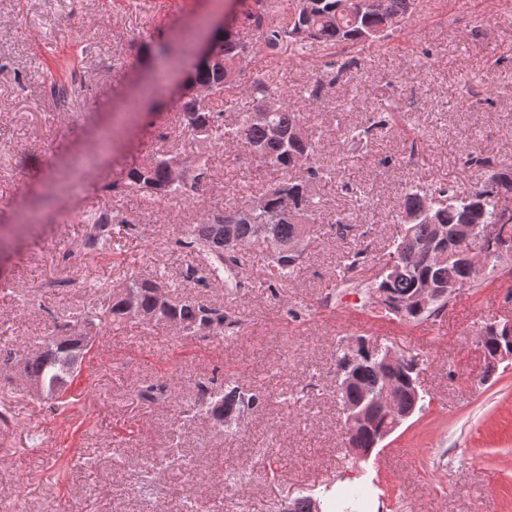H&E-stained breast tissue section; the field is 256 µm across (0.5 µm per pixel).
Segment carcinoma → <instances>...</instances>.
Here are the masks:
<instances>
[{
  "label": "carcinoma",
  "instance_id": "obj_1",
  "mask_svg": "<svg viewBox=\"0 0 512 512\" xmlns=\"http://www.w3.org/2000/svg\"><path fill=\"white\" fill-rule=\"evenodd\" d=\"M256 8L246 14L257 41L270 50L290 46L295 51L313 44L323 47L319 78L307 89L308 100L320 102L325 89L339 77L358 68L359 59L347 57L366 44L385 40L388 30L400 26L415 9V0H382L379 11L359 10L356 0H296L294 12L286 23H275L265 12L263 0H255ZM254 43L229 32L224 34L220 54L210 64L197 63L192 67L191 83L204 85L212 95L228 100L242 86L243 59L252 55ZM246 94L252 102L261 103L269 114L266 125L251 122L250 113L242 112L235 126L224 124V111H213L194 95L182 104L179 127L182 134L194 142L205 144L225 137L244 142L260 165L288 172L304 168L301 180L279 181L264 192L255 195L242 191L238 203L224 210L212 212L210 218L187 227L176 245L197 256L202 267L187 268L185 280L204 282L225 275L238 276L243 265L260 264L263 283L270 294L295 276L301 269L307 240L302 238L304 227L315 231L316 215L322 206V197L316 187L325 179L324 169L318 164L319 138L307 125V117L286 102L277 87L263 78L254 79ZM394 109L383 107L375 113L370 126L350 130L346 142L357 147L369 138L375 129L389 126ZM177 156L154 154L141 164L129 169L118 181L102 187L109 198H121L145 191L162 198H190L206 189L212 179L208 159L198 156L192 164L194 177L188 183H176L169 176V162ZM463 165L483 178L470 193L461 195L449 184L441 182L417 183L406 187L398 220L403 225L401 236L394 240L388 258L379 270L370 291L386 310L406 322H418L438 316L448 307V301L460 289L475 288L482 278V269L474 268L465 256L464 247L472 241L469 229L482 231L501 222L509 210L506 200L512 199V166L504 165L493 153L469 150ZM260 200L261 206L252 215L249 224H231L226 219ZM82 223L93 226L87 233L85 246L101 253L112 245V225L123 224V213L110 206L89 212ZM272 237L285 247L275 256L265 248ZM366 249L354 248L347 252L343 270L355 273L364 266ZM161 277L137 274L129 277L118 292L97 289L81 316L92 315L97 327L118 330L128 321L127 298L132 296L140 310L149 316L148 322L169 327L186 328L191 335L208 330L216 335L229 336L239 332L241 322L223 307L208 306L184 300L164 306L157 290L167 288ZM439 290L437 300L424 308L419 297L423 289ZM362 339L353 345L342 346L336 354L337 393L340 401L353 405L369 398L377 391L391 387V398L401 411L423 408L424 396L415 393L412 382L419 376L418 360L405 355L396 363L388 359V350L373 349L364 355ZM480 343L485 354L501 352L512 355V332L506 325L486 323L481 327ZM93 341H63L51 344L39 356L18 359L28 379H36L43 387V397L60 401L81 372L74 364L75 357L88 355ZM260 403L257 395L245 396L239 387L225 384L220 395L207 401L212 416L230 427L244 408ZM385 424L382 412H376L371 422L354 431L344 429L346 448H375L381 440L378 430ZM320 502L310 496L289 500L282 512H314Z\"/></svg>",
  "mask_w": 512,
  "mask_h": 512
}]
</instances>
